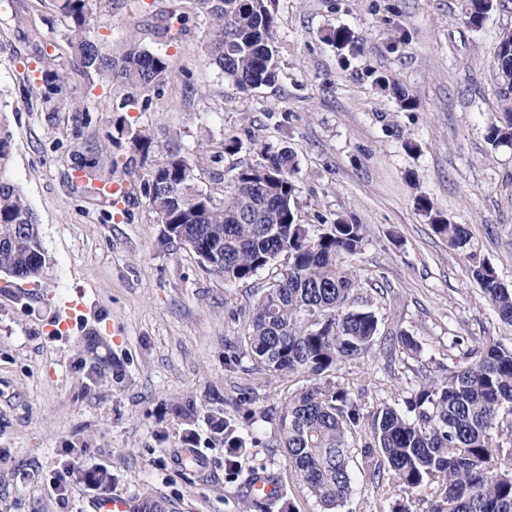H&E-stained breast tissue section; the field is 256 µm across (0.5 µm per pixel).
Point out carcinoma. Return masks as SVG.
Here are the masks:
<instances>
[{"label":"carcinoma","mask_w":512,"mask_h":512,"mask_svg":"<svg viewBox=\"0 0 512 512\" xmlns=\"http://www.w3.org/2000/svg\"><path fill=\"white\" fill-rule=\"evenodd\" d=\"M90 0H61L68 20L69 45L76 62L120 88L158 86L173 74L171 61L136 43L109 51L91 35ZM209 20L205 53L224 76L247 90L277 76L274 33L277 17L272 0H195ZM505 0H463L462 19L474 29ZM322 39L340 51L356 52L363 37L339 26ZM496 95L502 112L487 125L494 150H512V30L501 35L495 51ZM376 84L391 90L402 110L416 100L386 77ZM128 151L107 156L118 168L140 180V190L162 224V238L184 244L210 271L228 282L245 281L285 259L284 268L253 304L243 341L255 369L275 379L303 377L310 383L288 393L280 410L267 414L277 421L275 447L286 449L288 467L301 477L319 505L331 512L345 507L355 490L352 453L361 455L364 477L379 488L389 478L409 489L429 491L428 512H512V346L489 336L466 347L462 362L442 373H421V382L405 401L407 411L384 404L364 423L360 395L336 385V366L369 355L380 335V323L368 308H351L359 287L347 259L367 241L368 226L347 223L311 228L297 219V161L286 147L263 145L260 159L237 168L224 198L215 199L197 184L193 161L181 146L167 144L166 161L154 171H136L159 146L155 136L125 130ZM12 157L9 132H0V237L13 239L0 251V273L36 280L47 257L37 216L22 190L6 171ZM416 208L431 220V229L448 246L466 252L472 278L491 301L498 318L512 324V289L495 269L471 250L467 225L445 221L432 202L420 197ZM394 344L406 368L421 362L423 344L406 331ZM224 434V468L251 488L255 472H243L239 457L246 448L237 418L219 419ZM280 498L257 495L253 507L271 512ZM279 507V506H277ZM293 512V504L280 506Z\"/></svg>","instance_id":"cac0c4a2"}]
</instances>
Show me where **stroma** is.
<instances>
[{
  "mask_svg": "<svg viewBox=\"0 0 512 512\" xmlns=\"http://www.w3.org/2000/svg\"><path fill=\"white\" fill-rule=\"evenodd\" d=\"M94 12L95 34L109 45L133 41L168 56L163 85L125 90L74 66L57 0H0V117L12 135L8 177L34 210L51 259L35 281L0 274V512H95L102 498L127 494L160 512H247L248 493L224 468V437L213 418L231 415L252 390L253 419L243 470L274 476L296 512H321L277 448L275 423L294 382L265 383L241 340L253 303L272 273L235 283L203 267L162 226L140 189L123 219L81 178L85 158L116 152L117 118L129 129L167 135L194 152L198 184L223 198L231 175L256 161L259 145L290 149L298 161L301 223L343 219L368 225L369 240L351 266L370 298L382 334L402 329L424 340L426 355L448 363L452 337H498L512 344L460 251L448 247L415 208L419 197L468 225L481 260L512 288V152H491L486 121L501 106L491 64L512 8L482 29L462 20V0H275L278 76L237 89L203 62L208 23L192 0H146ZM185 23L165 31L167 13ZM338 26L364 37L342 63L321 31ZM64 72L48 91L45 68ZM386 75L416 98L399 109L373 82ZM52 95L54 110L42 99ZM84 109H76L75 101ZM239 139L221 154L225 136ZM417 148L407 151L405 141ZM81 300L65 315L66 302ZM100 365L93 383L82 361ZM383 358L339 364L336 381L357 391L365 411L402 406L415 372ZM356 474L352 512H388L403 499L426 512V490L375 489ZM103 469L108 480L93 484ZM67 472L64 495L44 487Z\"/></svg>",
  "mask_w": 512,
  "mask_h": 512,
  "instance_id": "obj_1",
  "label": "stroma"
}]
</instances>
